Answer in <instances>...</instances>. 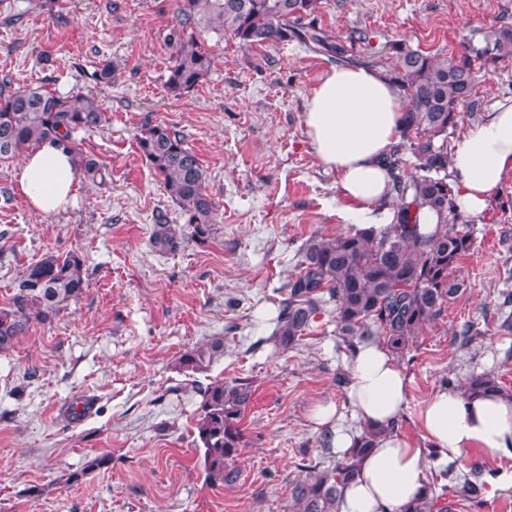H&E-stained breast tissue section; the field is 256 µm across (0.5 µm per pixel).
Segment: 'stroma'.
<instances>
[{
	"label": "stroma",
	"instance_id": "stroma-1",
	"mask_svg": "<svg viewBox=\"0 0 512 512\" xmlns=\"http://www.w3.org/2000/svg\"><path fill=\"white\" fill-rule=\"evenodd\" d=\"M173 0H63L62 20L37 0H0V77L94 97L105 121L79 132L103 179H80L65 211H32L16 184L18 158L0 159V306L29 265L48 252L84 256V294L47 322H32L0 352V512H290L289 490L313 464L323 429L319 402L346 403L350 356L336 319L318 314L296 348L268 338L298 248L313 233L350 230L334 170L316 157L304 125L306 98L333 66L297 41L245 48L207 39L209 74L176 97L165 81L173 48ZM311 22L374 66L375 48L403 43L431 55L512 23V0H318ZM368 32L370 44L358 39ZM116 67L112 84L94 77ZM512 96V57L482 67L474 104L462 108L450 143ZM183 135L200 159L216 222L201 241L162 180L140 155L144 125ZM166 224L178 238L161 252L151 236ZM453 274L464 286L426 324L398 364L409 408L398 433L426 447L418 410L445 379L492 372L512 390V175L480 222ZM475 324L480 334L463 344ZM215 336L224 355L208 372L178 371L180 355ZM250 379L253 396L233 485L212 488L199 470L197 386ZM88 408L77 421L69 404ZM99 468H92L95 459ZM512 457L467 449L462 474L485 473L484 502L448 498L451 512H512L498 487ZM79 474V481L66 477Z\"/></svg>",
	"mask_w": 512,
	"mask_h": 512
}]
</instances>
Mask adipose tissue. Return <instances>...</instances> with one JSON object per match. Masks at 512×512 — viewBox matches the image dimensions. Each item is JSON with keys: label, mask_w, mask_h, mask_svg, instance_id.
Listing matches in <instances>:
<instances>
[{"label": "adipose tissue", "mask_w": 512, "mask_h": 512, "mask_svg": "<svg viewBox=\"0 0 512 512\" xmlns=\"http://www.w3.org/2000/svg\"><path fill=\"white\" fill-rule=\"evenodd\" d=\"M403 109L402 92L370 67H334L309 93L307 135L319 162L336 170L339 194L357 223H372L391 194L383 159L399 140ZM450 170L458 209L481 221L512 174V97L497 100L483 122L463 133ZM17 174L21 194L39 214H54L74 199L78 175L70 156L55 145L26 152ZM408 385L385 347L357 348L350 364L348 405L361 424L386 433L362 460L359 478L342 490L339 512H397L427 485L430 467H451L466 449L512 454V398L499 393L469 398L445 389L418 411L430 449L412 447L393 431L409 406ZM313 417L328 429L336 454L354 446L359 434L343 424L337 404H318Z\"/></svg>", "instance_id": "adipose-tissue-1"}]
</instances>
